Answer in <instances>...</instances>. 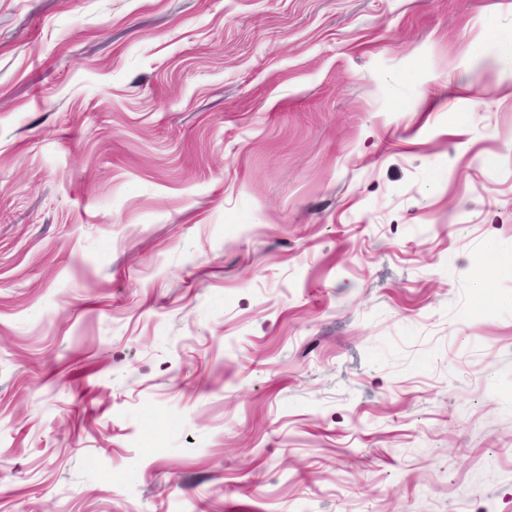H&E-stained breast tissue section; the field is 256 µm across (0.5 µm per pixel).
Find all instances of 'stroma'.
I'll return each mask as SVG.
<instances>
[{
	"label": "stroma",
	"instance_id": "stroma-1",
	"mask_svg": "<svg viewBox=\"0 0 512 512\" xmlns=\"http://www.w3.org/2000/svg\"><path fill=\"white\" fill-rule=\"evenodd\" d=\"M509 35L0 0V512H512ZM489 256L496 257L497 264L495 267H490L491 269H489L484 278L476 284L475 288L481 294H485L490 288H492L493 276L494 273L498 270V268L505 265L510 266V268L512 266V256L510 255L509 257H502L500 255H497L495 245L491 241L488 242L485 248V260Z\"/></svg>",
	"mask_w": 512,
	"mask_h": 512
}]
</instances>
